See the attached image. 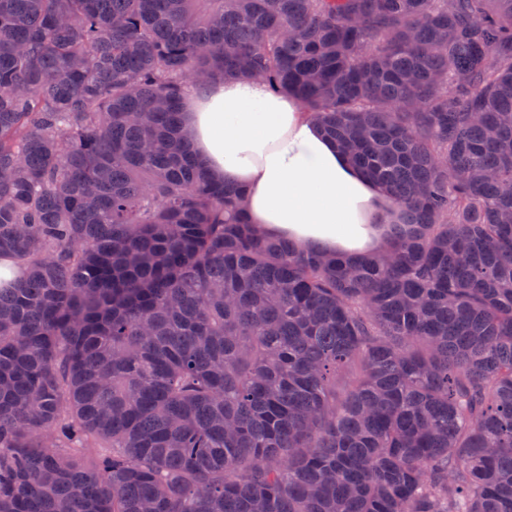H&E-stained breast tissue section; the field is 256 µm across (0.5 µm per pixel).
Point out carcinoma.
Returning <instances> with one entry per match:
<instances>
[{"instance_id": "cac0c4a2", "label": "carcinoma", "mask_w": 512, "mask_h": 512, "mask_svg": "<svg viewBox=\"0 0 512 512\" xmlns=\"http://www.w3.org/2000/svg\"><path fill=\"white\" fill-rule=\"evenodd\" d=\"M296 97L402 218L265 237L187 93ZM0 512H512V0H0Z\"/></svg>"}]
</instances>
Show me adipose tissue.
<instances>
[{
	"instance_id": "obj_1",
	"label": "adipose tissue",
	"mask_w": 512,
	"mask_h": 512,
	"mask_svg": "<svg viewBox=\"0 0 512 512\" xmlns=\"http://www.w3.org/2000/svg\"><path fill=\"white\" fill-rule=\"evenodd\" d=\"M188 140L208 171L239 185L268 236L331 255H373L397 208L293 97L227 79L191 93Z\"/></svg>"
}]
</instances>
